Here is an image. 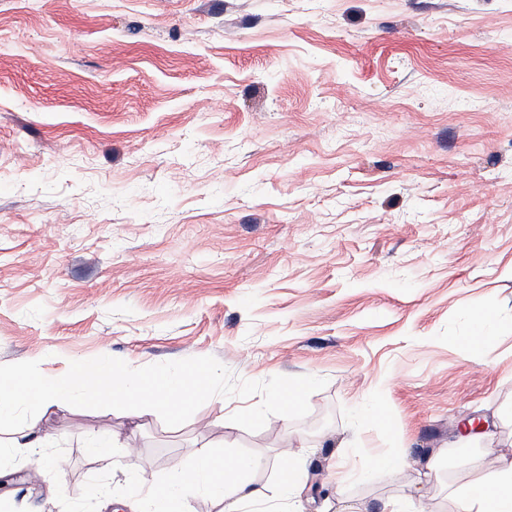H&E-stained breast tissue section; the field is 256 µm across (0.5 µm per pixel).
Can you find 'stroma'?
<instances>
[{
    "mask_svg": "<svg viewBox=\"0 0 512 512\" xmlns=\"http://www.w3.org/2000/svg\"><path fill=\"white\" fill-rule=\"evenodd\" d=\"M104 354L327 384L256 432L52 408L72 468L1 453L9 512H138L203 446L244 512H448L512 451V0H0V365Z\"/></svg>",
    "mask_w": 512,
    "mask_h": 512,
    "instance_id": "1",
    "label": "stroma"
}]
</instances>
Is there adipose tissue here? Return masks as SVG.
<instances>
[{"label": "adipose tissue", "instance_id": "adipose-tissue-1", "mask_svg": "<svg viewBox=\"0 0 512 512\" xmlns=\"http://www.w3.org/2000/svg\"><path fill=\"white\" fill-rule=\"evenodd\" d=\"M249 460L216 457L209 448L196 452L192 470L175 473L167 486L140 500V512H184L188 495L209 493L224 504V512H240L253 492L241 474ZM448 512H512V464H495L476 489L449 488Z\"/></svg>", "mask_w": 512, "mask_h": 512}]
</instances>
